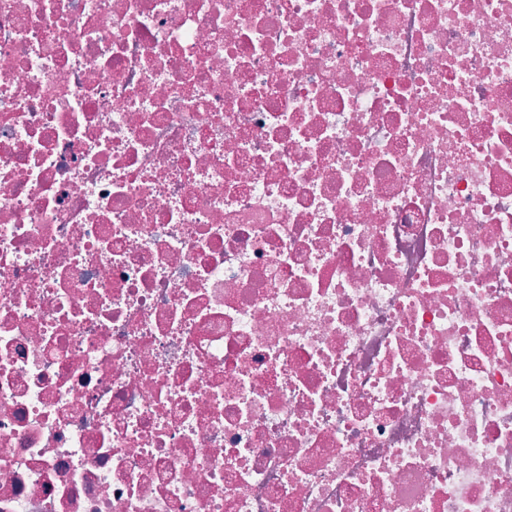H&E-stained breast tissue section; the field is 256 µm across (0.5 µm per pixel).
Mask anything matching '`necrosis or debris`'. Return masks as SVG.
<instances>
[{"label": "necrosis or debris", "instance_id": "obj_1", "mask_svg": "<svg viewBox=\"0 0 512 512\" xmlns=\"http://www.w3.org/2000/svg\"><path fill=\"white\" fill-rule=\"evenodd\" d=\"M0 512H512V0H0Z\"/></svg>", "mask_w": 512, "mask_h": 512}]
</instances>
